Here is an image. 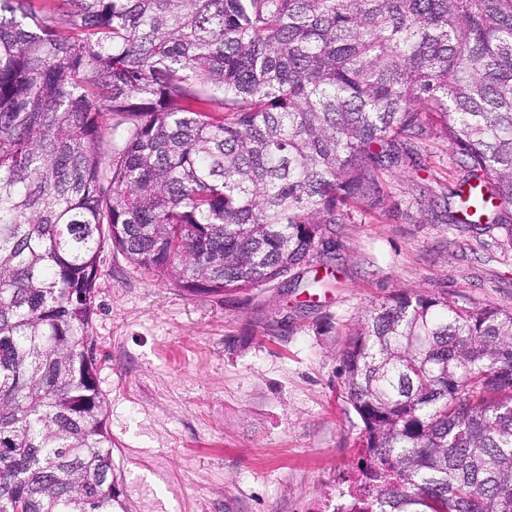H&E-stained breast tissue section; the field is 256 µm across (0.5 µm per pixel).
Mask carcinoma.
<instances>
[{"label": "carcinoma", "instance_id": "cac0c4a2", "mask_svg": "<svg viewBox=\"0 0 512 512\" xmlns=\"http://www.w3.org/2000/svg\"><path fill=\"white\" fill-rule=\"evenodd\" d=\"M0 0V512H116L101 248L191 294L328 266L438 125L512 244V0ZM353 512H512V312L405 290L342 351Z\"/></svg>", "mask_w": 512, "mask_h": 512}]
</instances>
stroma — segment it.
I'll return each instance as SVG.
<instances>
[{"label":"stroma","instance_id":"stroma-1","mask_svg":"<svg viewBox=\"0 0 512 512\" xmlns=\"http://www.w3.org/2000/svg\"><path fill=\"white\" fill-rule=\"evenodd\" d=\"M461 176L431 133L337 225L312 298V264L293 288L191 295L104 245L90 334L126 512H333L364 429L340 354L365 312L406 288L512 311L503 231L446 212Z\"/></svg>","mask_w":512,"mask_h":512}]
</instances>
